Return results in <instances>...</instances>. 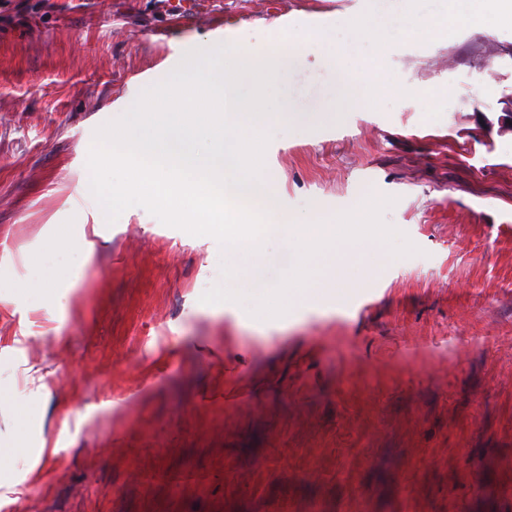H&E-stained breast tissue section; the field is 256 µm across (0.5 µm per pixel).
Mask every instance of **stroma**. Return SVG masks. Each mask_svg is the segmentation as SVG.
Here are the masks:
<instances>
[{
  "label": "stroma",
  "instance_id": "stroma-1",
  "mask_svg": "<svg viewBox=\"0 0 512 512\" xmlns=\"http://www.w3.org/2000/svg\"><path fill=\"white\" fill-rule=\"evenodd\" d=\"M407 0H11L0 10V512H512V30L293 65L263 177L306 224L394 197L417 254L340 303H201L222 249L145 208L98 224L94 132L186 51ZM383 77L373 105L341 84ZM447 90L439 98L438 90ZM93 233L92 256L81 247ZM62 245L45 250L50 234ZM46 359L48 391L26 378ZM27 411L32 424L18 432Z\"/></svg>",
  "mask_w": 512,
  "mask_h": 512
}]
</instances>
